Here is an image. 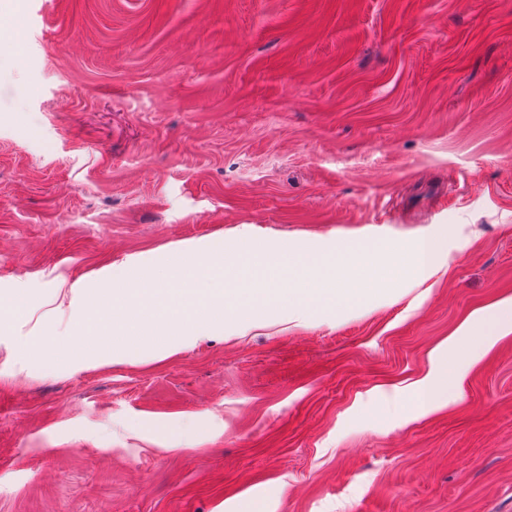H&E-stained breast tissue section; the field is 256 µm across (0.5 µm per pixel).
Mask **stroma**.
Masks as SVG:
<instances>
[{
	"label": "stroma",
	"mask_w": 512,
	"mask_h": 512,
	"mask_svg": "<svg viewBox=\"0 0 512 512\" xmlns=\"http://www.w3.org/2000/svg\"><path fill=\"white\" fill-rule=\"evenodd\" d=\"M0 512H512V332L458 398L381 396L512 298V0H18L0 18ZM448 256L386 302L70 371H10L184 240Z\"/></svg>",
	"instance_id": "stroma-1"
}]
</instances>
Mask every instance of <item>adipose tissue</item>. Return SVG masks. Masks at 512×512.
<instances>
[{
    "label": "adipose tissue",
    "instance_id": "adipose-tissue-1",
    "mask_svg": "<svg viewBox=\"0 0 512 512\" xmlns=\"http://www.w3.org/2000/svg\"><path fill=\"white\" fill-rule=\"evenodd\" d=\"M512 331V300L508 299L475 315L467 329L434 348L429 369L405 393V401L422 412L448 405L455 400L467 369L479 361L499 339Z\"/></svg>",
    "mask_w": 512,
    "mask_h": 512
}]
</instances>
